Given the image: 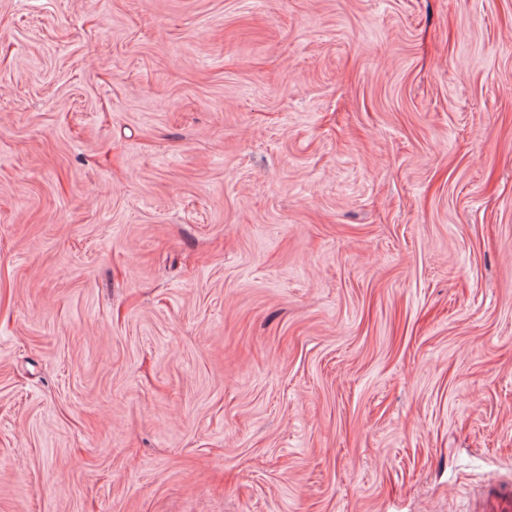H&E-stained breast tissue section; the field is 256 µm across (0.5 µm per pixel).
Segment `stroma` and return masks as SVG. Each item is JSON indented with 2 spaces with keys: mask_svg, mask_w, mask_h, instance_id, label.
Listing matches in <instances>:
<instances>
[{
  "mask_svg": "<svg viewBox=\"0 0 512 512\" xmlns=\"http://www.w3.org/2000/svg\"><path fill=\"white\" fill-rule=\"evenodd\" d=\"M494 480L512 0H0V512Z\"/></svg>",
  "mask_w": 512,
  "mask_h": 512,
  "instance_id": "35a3bbf8",
  "label": "stroma"
}]
</instances>
